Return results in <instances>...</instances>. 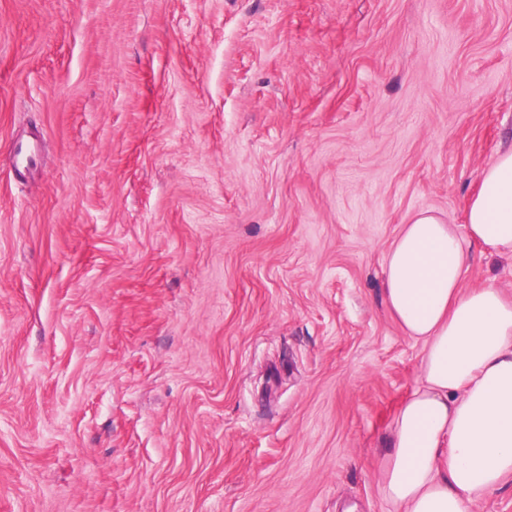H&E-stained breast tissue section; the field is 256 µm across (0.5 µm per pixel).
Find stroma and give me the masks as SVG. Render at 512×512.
I'll return each mask as SVG.
<instances>
[{
    "label": "stroma",
    "mask_w": 512,
    "mask_h": 512,
    "mask_svg": "<svg viewBox=\"0 0 512 512\" xmlns=\"http://www.w3.org/2000/svg\"><path fill=\"white\" fill-rule=\"evenodd\" d=\"M511 146L512 0H0V512H386L384 255Z\"/></svg>",
    "instance_id": "stroma-1"
}]
</instances>
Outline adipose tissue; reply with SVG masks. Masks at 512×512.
Here are the masks:
<instances>
[{
  "instance_id": "adipose-tissue-1",
  "label": "adipose tissue",
  "mask_w": 512,
  "mask_h": 512,
  "mask_svg": "<svg viewBox=\"0 0 512 512\" xmlns=\"http://www.w3.org/2000/svg\"><path fill=\"white\" fill-rule=\"evenodd\" d=\"M466 223L463 238L420 213L384 257L382 301L423 345L379 455L391 512H472L512 474V297L463 286L472 247L512 257V149L484 171Z\"/></svg>"
}]
</instances>
